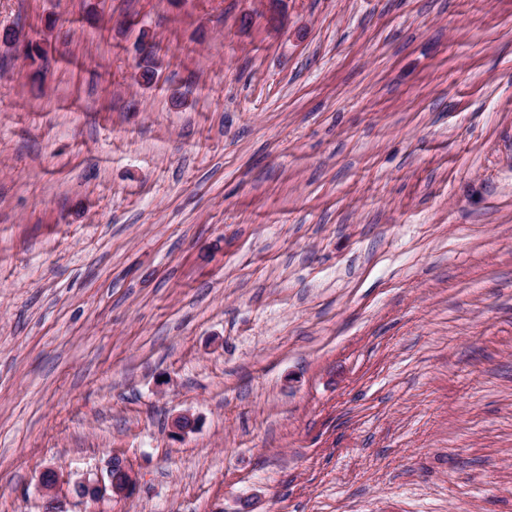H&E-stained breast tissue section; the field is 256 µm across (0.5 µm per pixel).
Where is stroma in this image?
<instances>
[{"instance_id": "stroma-1", "label": "stroma", "mask_w": 512, "mask_h": 512, "mask_svg": "<svg viewBox=\"0 0 512 512\" xmlns=\"http://www.w3.org/2000/svg\"><path fill=\"white\" fill-rule=\"evenodd\" d=\"M283 11L0 0V512H512V0ZM119 460V463L116 460ZM108 485L99 481L81 480L74 484L75 494L83 499L97 500L106 493L112 492L113 496L125 497L135 484V476L130 464L122 458L113 457L107 463Z\"/></svg>"}]
</instances>
